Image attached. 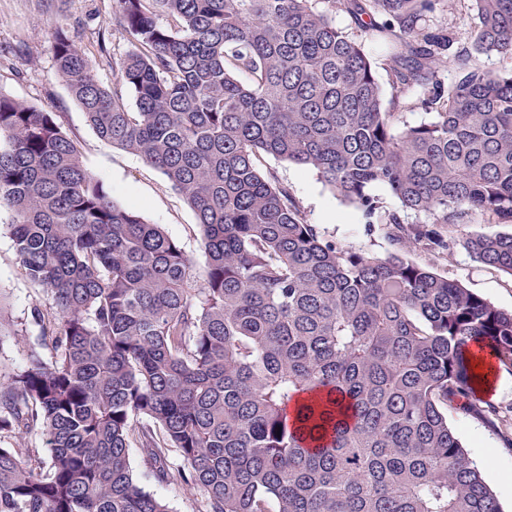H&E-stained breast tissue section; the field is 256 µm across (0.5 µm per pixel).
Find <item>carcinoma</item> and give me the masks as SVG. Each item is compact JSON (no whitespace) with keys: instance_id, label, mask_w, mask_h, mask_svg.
Wrapping results in <instances>:
<instances>
[{"instance_id":"obj_1","label":"carcinoma","mask_w":512,"mask_h":512,"mask_svg":"<svg viewBox=\"0 0 512 512\" xmlns=\"http://www.w3.org/2000/svg\"><path fill=\"white\" fill-rule=\"evenodd\" d=\"M327 2L113 0L134 49L111 54L101 32L96 60L51 32L56 73L99 138L194 211L200 269L113 201L60 115L0 93V210L45 296L41 342L0 379L13 439L0 512H172L138 483L133 444L157 482L200 495L199 512H501L448 408L498 419L477 398L475 356L512 367V312L406 252L459 244L512 276V233H462L473 215L512 224V68L479 62L512 60V0H473L462 48L453 28L420 26L445 0ZM338 6L394 42L389 102ZM411 93L432 120H401ZM264 155L316 170L368 216L370 187L387 186L402 207L381 216L391 249L325 237ZM34 431L45 457L25 445Z\"/></svg>"}]
</instances>
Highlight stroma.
Here are the masks:
<instances>
[{
    "instance_id": "35a3bbf8",
    "label": "stroma",
    "mask_w": 512,
    "mask_h": 512,
    "mask_svg": "<svg viewBox=\"0 0 512 512\" xmlns=\"http://www.w3.org/2000/svg\"><path fill=\"white\" fill-rule=\"evenodd\" d=\"M333 18L337 28L361 41L380 85L383 90H390L387 42L364 35L344 9H337ZM111 26L112 0H0V93L43 111L59 113L65 129L79 144L85 167L104 184L113 199L123 206L138 207L149 223L165 227L195 266L203 267L205 255L194 212L156 168L140 156L102 141L55 73L51 29L77 32L80 45L90 48L95 45L99 30L110 31ZM108 44L120 54L131 48L126 37L111 31ZM260 166L288 184L308 220L320 225L327 238L345 247H361L378 254L388 250V243L378 228L370 226L364 212L345 204L321 182L314 169L271 156L262 157ZM326 203L331 204L335 219H324L322 206ZM408 257L419 263L434 262L437 272L463 283L495 307L512 311V277L477 262L464 249L455 248L436 260L413 249ZM42 299L40 288L26 278L11 238L0 230V303L18 330L17 335L0 341V371L8 373L25 366L39 334L31 307ZM483 399L499 411L502 430H494L453 409L448 412V422L476 465H484L486 455L490 454L499 472L512 475V446L503 438L504 432L512 433V370L499 368L494 389L484 394ZM129 455L146 491L163 497L172 512H197L196 497L177 486L157 483L137 448H130Z\"/></svg>"
}]
</instances>
